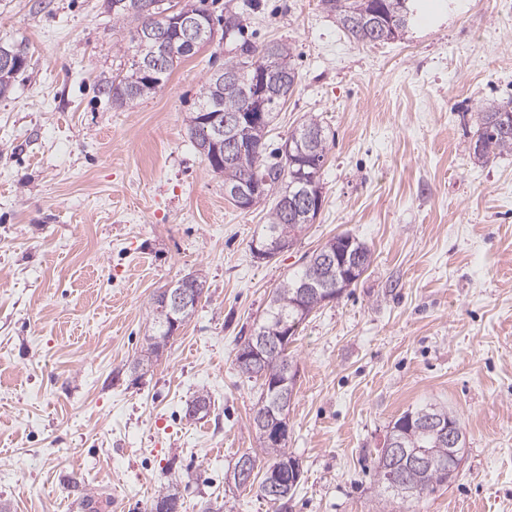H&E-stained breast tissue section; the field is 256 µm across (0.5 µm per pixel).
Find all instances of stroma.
I'll return each instance as SVG.
<instances>
[{
	"label": "stroma",
	"mask_w": 512,
	"mask_h": 512,
	"mask_svg": "<svg viewBox=\"0 0 512 512\" xmlns=\"http://www.w3.org/2000/svg\"><path fill=\"white\" fill-rule=\"evenodd\" d=\"M206 0L244 12L243 36L294 50L298 83L266 138L307 116L329 134L324 202L271 261L251 241L268 205L242 210L187 129L206 77L235 53L214 41L155 93L116 109L126 61L103 0H0V45L25 68L0 97V504L8 512H181L232 501L261 388L235 356L305 254L349 233L373 261L314 310L288 347L298 369L286 446L301 468L288 512H512V154L481 164L483 106L512 101V0H420L403 36L353 43L319 0ZM202 273L195 314L148 372L154 295ZM209 394L210 414L188 418ZM466 431L433 493L388 502L375 462L392 423L425 405Z\"/></svg>",
	"instance_id": "1"
}]
</instances>
